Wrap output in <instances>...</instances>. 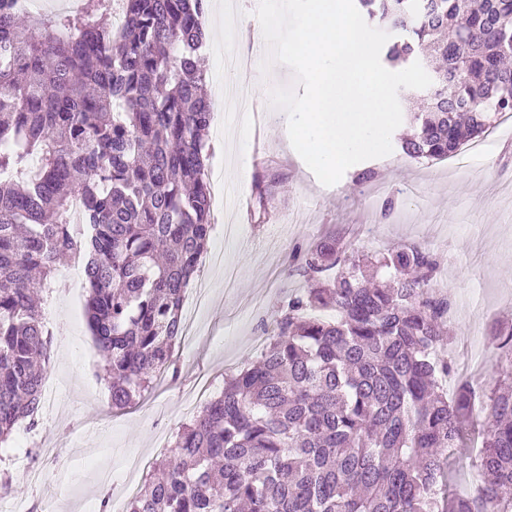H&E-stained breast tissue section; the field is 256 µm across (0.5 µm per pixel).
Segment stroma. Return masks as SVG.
I'll list each match as a JSON object with an SVG mask.
<instances>
[{
  "label": "stroma",
  "mask_w": 512,
  "mask_h": 512,
  "mask_svg": "<svg viewBox=\"0 0 512 512\" xmlns=\"http://www.w3.org/2000/svg\"><path fill=\"white\" fill-rule=\"evenodd\" d=\"M228 54L247 59L244 74L262 91L293 83L288 68L277 65L262 76L247 45L212 37L201 49L208 90L234 88L244 75L225 70ZM270 110L266 102L230 115L214 108L207 252L222 253L223 260L201 268L211 299L196 316L201 331L194 347L176 350L177 379H160L148 399L113 408L86 326V291L53 301L60 330L49 367L62 382L61 391L47 399L54 420L45 429L17 427L8 446L0 447V476H8L27 512H45L53 504L58 512H83L85 502L97 506L104 500L125 506L119 480L127 460L136 453L151 459L163 454L184 420L182 391L207 381L211 393H218L226 374L256 358L255 337L274 334L278 310L301 286L284 274L285 259L317 238L333 236L356 251L365 250L369 229L385 248L443 240L448 264L439 285L454 302L449 334L453 343H467L472 361L491 372L498 356L492 328L512 321V128L460 172L444 161L408 158L397 148L352 166L326 187L268 120ZM368 169L374 178L358 181ZM390 197L396 205L386 215L382 204ZM45 434L54 445L48 455L36 448ZM24 442L32 450L23 461L44 473L35 485L17 469Z\"/></svg>",
  "instance_id": "1"
}]
</instances>
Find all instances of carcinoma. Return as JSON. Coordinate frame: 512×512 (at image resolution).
<instances>
[{"mask_svg": "<svg viewBox=\"0 0 512 512\" xmlns=\"http://www.w3.org/2000/svg\"><path fill=\"white\" fill-rule=\"evenodd\" d=\"M356 2L394 33L388 63L442 61L407 157L445 160L512 112V0ZM116 3L119 27L104 23ZM204 15L205 0L45 16L0 0L1 445L35 423L51 351L37 296L63 257H82L112 406L174 364L211 233ZM292 259L304 287L276 333L180 426L128 512H512V323L495 329L493 382L450 395L443 256L411 243L372 260L323 237ZM371 266L392 284L372 283ZM455 449L479 472L472 495L446 490Z\"/></svg>", "mask_w": 512, "mask_h": 512, "instance_id": "1", "label": "carcinoma"}]
</instances>
